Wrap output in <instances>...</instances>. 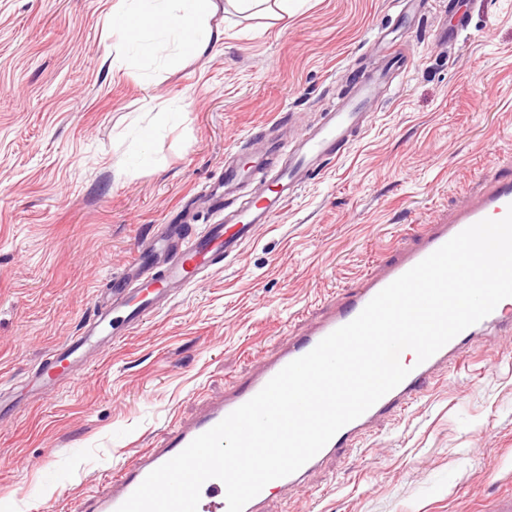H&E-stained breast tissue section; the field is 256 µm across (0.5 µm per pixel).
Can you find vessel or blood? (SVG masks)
<instances>
[{
  "mask_svg": "<svg viewBox=\"0 0 512 512\" xmlns=\"http://www.w3.org/2000/svg\"><path fill=\"white\" fill-rule=\"evenodd\" d=\"M394 43L390 32L377 35L375 44L383 53V66L355 81L348 98L330 108L320 125L290 136L285 132V118L276 117L253 136L249 152L231 154L224 163L223 179L208 183L199 194L210 212V223L197 232L181 225H159L137 247L128 267L113 277L110 302L95 303L92 315L77 332L51 348L27 372L23 380L27 396L47 397L61 384L83 376L93 357L134 334L151 315L166 309L177 289L192 287L222 269L225 260L253 240L261 227L282 215L300 186L320 175L330 161L341 158L367 126L369 108L378 98L382 84L401 67ZM511 207L512 177L487 171L480 180L477 196L441 223L418 231L413 244L401 247L397 260L382 264L377 271L361 277L355 288L333 296L313 323L290 338L245 380L235 382L224 399L199 419L170 426L159 445L121 465L110 479L108 490L86 501L82 512H117L151 471L254 397L288 363L356 318L383 288L467 227L485 218H503ZM510 334L512 311L495 308L413 367L402 383L342 427L298 471L277 479V487L305 482L326 459L371 436L379 420L397 415L421 399L439 375L457 367L477 337ZM197 512H227L222 481L210 479L202 485Z\"/></svg>",
  "mask_w": 512,
  "mask_h": 512,
  "instance_id": "obj_1",
  "label": "vessel or blood"
}]
</instances>
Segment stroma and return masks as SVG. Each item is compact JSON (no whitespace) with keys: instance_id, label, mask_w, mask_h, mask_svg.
<instances>
[{"instance_id":"35a3bbf8","label":"stroma","mask_w":512,"mask_h":512,"mask_svg":"<svg viewBox=\"0 0 512 512\" xmlns=\"http://www.w3.org/2000/svg\"><path fill=\"white\" fill-rule=\"evenodd\" d=\"M117 0H0V385L76 333L158 225L190 217L224 153L285 112L312 127L370 73L380 30L405 70L365 132L221 271L106 350L80 379L0 424V512H79L352 287L408 229L512 164V0H446L402 26L397 0H297L288 18L228 11L224 43L112 65ZM512 495V337L482 336L400 418L273 493L266 512H494Z\"/></svg>"}]
</instances>
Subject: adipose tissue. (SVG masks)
Returning a JSON list of instances; mask_svg holds the SVG:
<instances>
[{
    "instance_id": "obj_1",
    "label": "adipose tissue",
    "mask_w": 512,
    "mask_h": 512,
    "mask_svg": "<svg viewBox=\"0 0 512 512\" xmlns=\"http://www.w3.org/2000/svg\"><path fill=\"white\" fill-rule=\"evenodd\" d=\"M268 0H120L113 14V65H123L128 47L140 43L156 56L168 45L199 55L222 44L224 29L214 19L224 7L247 16L261 13Z\"/></svg>"
}]
</instances>
